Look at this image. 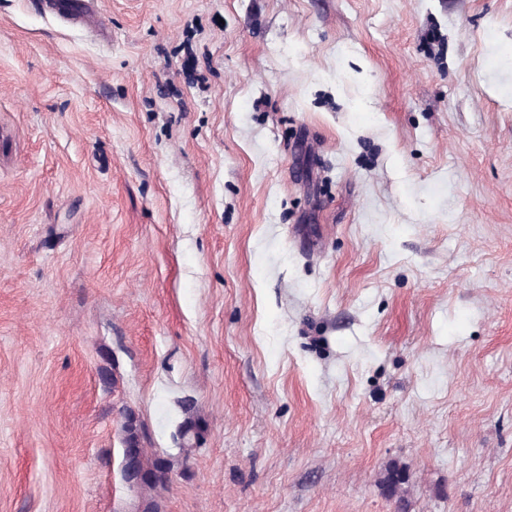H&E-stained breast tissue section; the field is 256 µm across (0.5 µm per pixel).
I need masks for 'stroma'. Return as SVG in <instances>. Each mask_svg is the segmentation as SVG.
<instances>
[{"mask_svg": "<svg viewBox=\"0 0 512 512\" xmlns=\"http://www.w3.org/2000/svg\"><path fill=\"white\" fill-rule=\"evenodd\" d=\"M49 2L0 0V512H142L127 409L163 512H512V0ZM179 407L185 418L178 426L173 439L180 448H190L192 447L189 443L191 434L194 435L196 430L201 432L199 416L196 414L193 402L188 400L180 401ZM127 424L124 426V443L127 448H130L127 455V448L125 451V466L128 460L131 448H136V454L134 457V463L139 470H144L153 474V477L147 479L141 483L142 486L147 487L150 491H157V489H165L168 482V475L171 473L172 468L170 464L163 465L159 468L158 461L155 458V454L152 448L144 443V440L140 431V424L137 418L133 414H129L127 417ZM124 476L128 483L135 484L136 480L128 475L125 471Z\"/></svg>", "mask_w": 512, "mask_h": 512, "instance_id": "obj_1", "label": "stroma"}]
</instances>
